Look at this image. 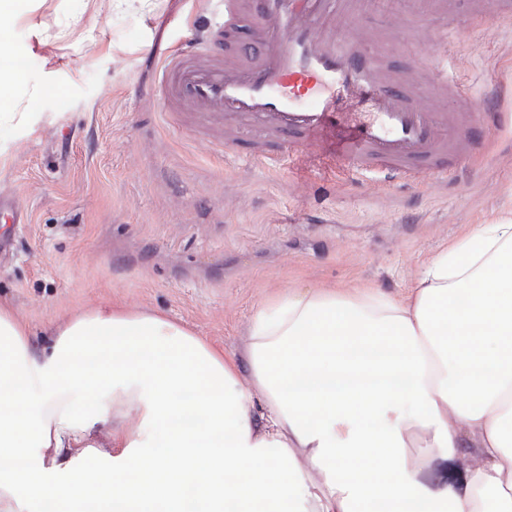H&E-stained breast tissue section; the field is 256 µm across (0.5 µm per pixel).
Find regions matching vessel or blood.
I'll use <instances>...</instances> for the list:
<instances>
[{"mask_svg":"<svg viewBox=\"0 0 512 512\" xmlns=\"http://www.w3.org/2000/svg\"><path fill=\"white\" fill-rule=\"evenodd\" d=\"M221 10L163 65L167 111L191 105L196 126H219L225 149L292 163L315 147L328 163L416 186L462 162L463 149L498 114L490 91L472 114L460 84L429 59L394 75L384 31L357 20L376 0H218ZM454 95L460 110L420 109L422 89Z\"/></svg>","mask_w":512,"mask_h":512,"instance_id":"obj_1","label":"vessel or blood"}]
</instances>
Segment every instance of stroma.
Listing matches in <instances>:
<instances>
[{
  "label": "stroma",
  "instance_id": "1",
  "mask_svg": "<svg viewBox=\"0 0 512 512\" xmlns=\"http://www.w3.org/2000/svg\"><path fill=\"white\" fill-rule=\"evenodd\" d=\"M471 0L450 18L413 0L358 26L386 30L399 70L421 61L415 27L447 30L448 73L480 109L512 86V17ZM5 30L24 79L0 100V301L35 332L103 303L177 321L241 358L264 302L305 286L410 288L424 263L512 210V95L482 146L419 187L322 168L225 157L165 111L158 76L211 12L207 0H23ZM405 19L395 27L392 16Z\"/></svg>",
  "mask_w": 512,
  "mask_h": 512
}]
</instances>
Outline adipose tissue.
I'll return each mask as SVG.
<instances>
[{"mask_svg":"<svg viewBox=\"0 0 512 512\" xmlns=\"http://www.w3.org/2000/svg\"><path fill=\"white\" fill-rule=\"evenodd\" d=\"M248 336L241 361L103 304L40 345L0 303V512H512V216L406 292L299 288Z\"/></svg>","mask_w":512,"mask_h":512,"instance_id":"1","label":"adipose tissue"}]
</instances>
